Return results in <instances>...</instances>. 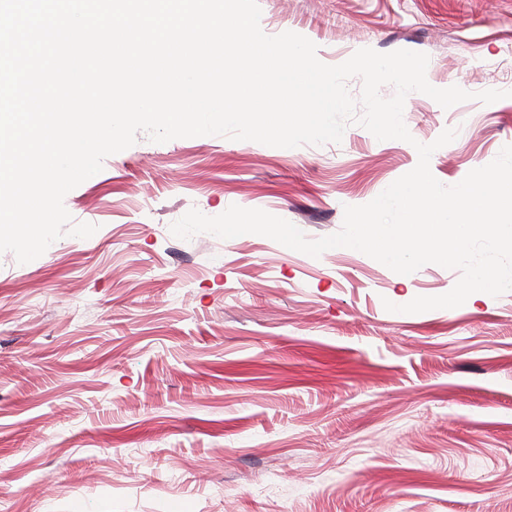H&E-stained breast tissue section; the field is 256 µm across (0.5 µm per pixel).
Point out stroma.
Listing matches in <instances>:
<instances>
[{
  "mask_svg": "<svg viewBox=\"0 0 512 512\" xmlns=\"http://www.w3.org/2000/svg\"><path fill=\"white\" fill-rule=\"evenodd\" d=\"M257 2L324 64L422 52L431 85L473 98L410 93L408 142L142 132L106 157L64 198L91 237L0 253V512H512V291L403 313L459 271L170 231L238 205L334 234L448 128L441 184L493 161L512 98L476 95L512 85V0Z\"/></svg>",
  "mask_w": 512,
  "mask_h": 512,
  "instance_id": "35a3bbf8",
  "label": "stroma"
}]
</instances>
